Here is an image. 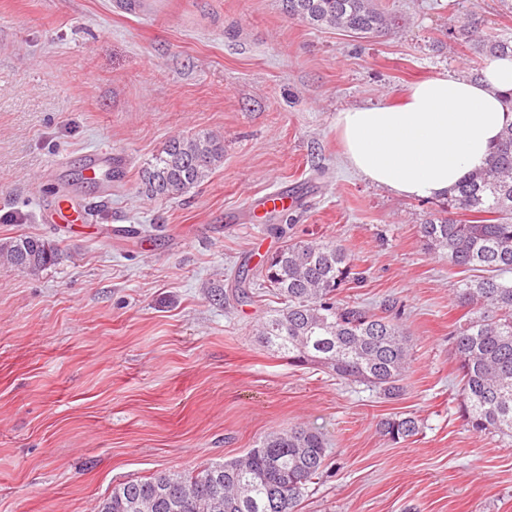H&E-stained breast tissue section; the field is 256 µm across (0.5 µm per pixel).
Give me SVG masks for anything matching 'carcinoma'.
Here are the masks:
<instances>
[{"label": "carcinoma", "instance_id": "carcinoma-1", "mask_svg": "<svg viewBox=\"0 0 512 512\" xmlns=\"http://www.w3.org/2000/svg\"><path fill=\"white\" fill-rule=\"evenodd\" d=\"M282 10L315 29L336 28L367 39L399 24L378 0H281ZM487 57L512 54V39L460 30ZM224 161V140L207 131L173 138L147 163V195L176 198L207 179ZM487 215L462 221L440 217L420 225L427 246L470 276L455 289L466 319L450 331L461 376L460 410L477 433L512 444V122L486 165L465 175L448 194L445 212ZM58 248L36 236L0 239V264L36 273L54 265ZM266 288L282 307L261 324L263 343L295 363L321 364L337 377L399 395L409 365L402 326L353 303L341 288L361 279L333 242L287 244L261 265ZM390 439L418 434L414 416L380 424ZM326 457L322 436L301 427L266 435L242 458L188 474L160 472L112 489L98 512H297Z\"/></svg>", "mask_w": 512, "mask_h": 512}]
</instances>
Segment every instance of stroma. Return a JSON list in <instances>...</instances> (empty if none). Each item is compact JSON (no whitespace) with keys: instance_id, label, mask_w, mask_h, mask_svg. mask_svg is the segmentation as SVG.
<instances>
[{"instance_id":"35a3bbf8","label":"stroma","mask_w":512,"mask_h":512,"mask_svg":"<svg viewBox=\"0 0 512 512\" xmlns=\"http://www.w3.org/2000/svg\"><path fill=\"white\" fill-rule=\"evenodd\" d=\"M107 2L0 0V238L61 249L35 274L0 266V512H97L121 483L237 458L294 426L327 446L298 512H512V446L459 410L460 275L420 234L446 201L369 184L336 135L342 109L487 65L458 32L512 38V10L381 0L403 25L360 39L280 0H161L148 18ZM201 130L223 136L221 166L183 196H148L147 163ZM98 147L115 178L86 180ZM274 189L291 208L252 207ZM63 195L91 221H42ZM291 239L346 251L363 279L341 301L393 305L411 348L400 396L261 343L279 303L258 261ZM407 413L416 436L381 433Z\"/></svg>"}]
</instances>
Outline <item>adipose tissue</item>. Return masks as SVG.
Returning <instances> with one entry per match:
<instances>
[{
    "label": "adipose tissue",
    "mask_w": 512,
    "mask_h": 512,
    "mask_svg": "<svg viewBox=\"0 0 512 512\" xmlns=\"http://www.w3.org/2000/svg\"><path fill=\"white\" fill-rule=\"evenodd\" d=\"M512 89V57L494 60L481 80L418 81L394 103L338 112L343 156L370 184L412 198L447 196L488 160L508 119L501 94Z\"/></svg>",
    "instance_id": "adipose-tissue-1"
}]
</instances>
